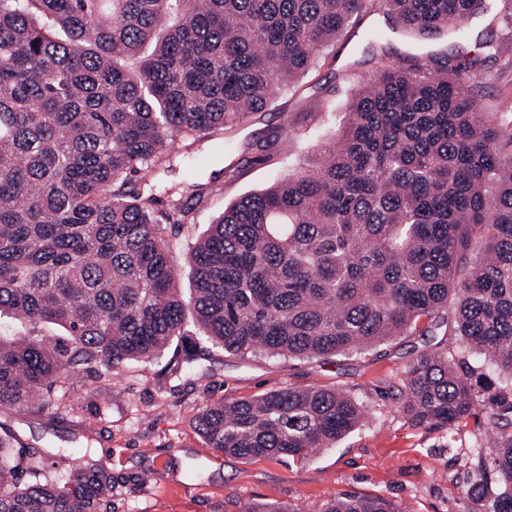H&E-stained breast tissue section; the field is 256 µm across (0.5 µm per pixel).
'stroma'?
Wrapping results in <instances>:
<instances>
[{
    "label": "stroma",
    "mask_w": 512,
    "mask_h": 512,
    "mask_svg": "<svg viewBox=\"0 0 512 512\" xmlns=\"http://www.w3.org/2000/svg\"><path fill=\"white\" fill-rule=\"evenodd\" d=\"M489 33L501 46L479 72L478 102L500 123H512V45L503 40V23L472 22L461 37L419 41L392 33L383 14L367 15L344 31L317 66L284 87L268 109L248 113L243 122L197 143L205 164L178 162L158 170L154 182L160 187L178 191L207 183L217 188L179 239L178 254H185L227 206L299 171L314 146L332 141L355 88L380 64L451 51L466 60ZM285 125L291 131L271 148V161L243 164L246 144ZM234 163L241 164L240 175L225 184L224 168ZM429 342L426 336L401 335L320 362L210 347L178 379L165 378L158 363L99 366L61 379L63 408L2 410L0 429L21 443L22 466H29L34 450L42 456L68 452V459L46 465L50 480L63 479L73 459L91 453L112 473L114 512H239L253 501L293 502L314 512L340 492L383 496L412 512H464V473L478 459L476 425H468L462 447L448 450L444 432L412 425L398 401L404 366ZM310 385L343 389L364 405L369 415L360 429L302 462L242 461L203 448L194 426L205 406Z\"/></svg>",
    "instance_id": "35a3bbf8"
}]
</instances>
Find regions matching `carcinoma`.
<instances>
[{"instance_id":"obj_1","label":"carcinoma","mask_w":512,"mask_h":512,"mask_svg":"<svg viewBox=\"0 0 512 512\" xmlns=\"http://www.w3.org/2000/svg\"><path fill=\"white\" fill-rule=\"evenodd\" d=\"M382 12L413 35L457 34L512 0H0V313L58 339L0 336V408L52 403L60 374L152 362L168 376L230 354L322 359L451 325L489 372L434 344L404 368L401 408L430 429L484 415L488 457L467 512H512V128L474 99L472 59L383 64L308 167L244 195L185 257L194 207L140 185L195 142L267 108L350 24ZM251 145L269 159L281 136ZM342 390L283 388L203 408V447L306 460L357 430ZM0 436V512H112L89 453L69 477L22 484ZM241 512H300L247 503ZM315 512H408L338 494Z\"/></svg>"}]
</instances>
